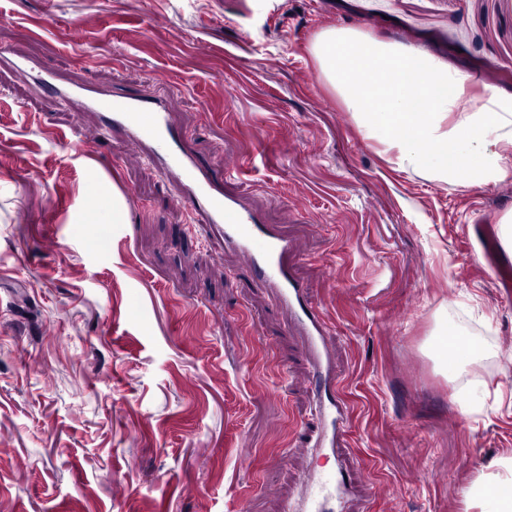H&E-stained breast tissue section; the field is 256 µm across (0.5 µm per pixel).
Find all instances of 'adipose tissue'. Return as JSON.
<instances>
[{"mask_svg": "<svg viewBox=\"0 0 512 512\" xmlns=\"http://www.w3.org/2000/svg\"><path fill=\"white\" fill-rule=\"evenodd\" d=\"M312 52L366 139L391 151L396 170L444 182L462 166L473 185L512 170V98L487 89L472 95L469 82L429 55L333 27L317 36ZM378 99L385 112L374 110ZM416 100L426 104L423 114L413 112ZM497 466L470 487L472 512H512V455Z\"/></svg>", "mask_w": 512, "mask_h": 512, "instance_id": "obj_1", "label": "adipose tissue"}]
</instances>
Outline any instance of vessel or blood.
<instances>
[{
	"instance_id": "1",
	"label": "vessel or blood",
	"mask_w": 512,
	"mask_h": 512,
	"mask_svg": "<svg viewBox=\"0 0 512 512\" xmlns=\"http://www.w3.org/2000/svg\"><path fill=\"white\" fill-rule=\"evenodd\" d=\"M43 83L51 89L53 100L78 101L82 111L99 119L94 133L76 134L74 149L91 154L96 143L112 129H122L127 146L175 185V200L190 212L194 230L209 231L218 244L237 252L272 290L306 340L314 380L317 446L322 454L335 453L336 441L348 426L347 412L336 383L325 320L309 303L288 262L292 241L264 224L250 203L225 193L223 182L199 163L181 136L172 113L158 99L117 96L91 85L64 89L51 75L44 77ZM483 232L496 283L500 288L511 289L512 262L501 255L493 227H484ZM347 484L343 470H336L328 479L325 499H312L302 507L291 506L290 512H335L332 502L343 498Z\"/></svg>"
}]
</instances>
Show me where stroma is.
Returning <instances> with one entry per match:
<instances>
[{
	"instance_id": "35a3bbf8",
	"label": "stroma",
	"mask_w": 512,
	"mask_h": 512,
	"mask_svg": "<svg viewBox=\"0 0 512 512\" xmlns=\"http://www.w3.org/2000/svg\"><path fill=\"white\" fill-rule=\"evenodd\" d=\"M0 0V52L126 95H166L290 257L331 330L350 410L344 512H465L512 454V296L477 224L512 209L482 185L395 170L311 52L336 27L417 50L512 96V0ZM0 65V512H283L316 454L301 336L122 132L93 127ZM125 223L84 239V183ZM491 355L449 377L436 336Z\"/></svg>"
}]
</instances>
